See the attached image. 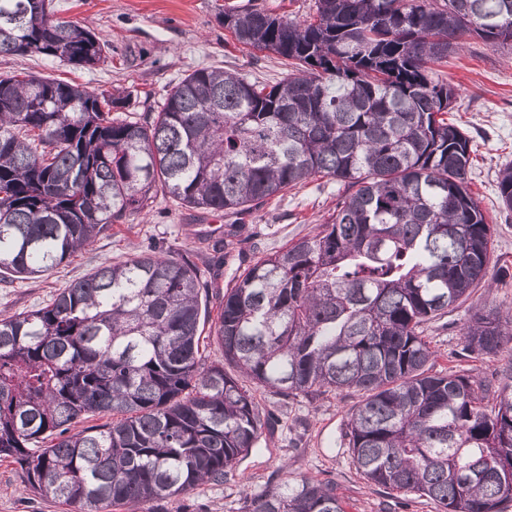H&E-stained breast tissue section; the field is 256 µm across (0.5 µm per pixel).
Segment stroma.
I'll return each instance as SVG.
<instances>
[{
	"label": "stroma",
	"mask_w": 512,
	"mask_h": 512,
	"mask_svg": "<svg viewBox=\"0 0 512 512\" xmlns=\"http://www.w3.org/2000/svg\"><path fill=\"white\" fill-rule=\"evenodd\" d=\"M253 3L274 15L301 19L312 11L314 0H55L59 16L89 27L110 45L108 59L87 69L40 57H0V74L25 69L96 93L124 88L132 91L139 112L156 108L175 83L200 67L235 69L251 79L275 81L286 73L277 56L234 44L220 17L226 8ZM435 71L459 92L448 117L472 140L470 190L495 234L490 287L476 288L466 305L427 323L424 336L437 353L436 370L465 368L488 377L505 365V358L462 357L459 328L473 307L512 308V212L502 210L497 198L498 171L512 162V51L470 39ZM342 193L336 180L316 178L239 214L184 209L157 197L150 216L114 225L111 236L51 273L0 287V317L45 304L94 268L150 249L191 254L193 261L209 265L221 288L233 287L247 264L325 223ZM232 224L245 225L252 237L241 242L240 252L217 259L201 239L221 237ZM255 396L275 415L274 437L260 440L240 461L235 479L154 502L153 512H239L246 492L304 477L335 483L348 512H438L432 501L375 486L357 470L346 432L359 393L278 402L261 389ZM0 512L76 510L31 492L20 466L0 458Z\"/></svg>",
	"instance_id": "stroma-1"
}]
</instances>
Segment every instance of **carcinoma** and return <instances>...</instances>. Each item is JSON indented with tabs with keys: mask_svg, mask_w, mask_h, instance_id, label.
I'll use <instances>...</instances> for the list:
<instances>
[{
	"mask_svg": "<svg viewBox=\"0 0 512 512\" xmlns=\"http://www.w3.org/2000/svg\"><path fill=\"white\" fill-rule=\"evenodd\" d=\"M224 28L286 77L202 67L137 118L112 115L128 94L0 75V282L45 275L160 194L242 213L318 176L344 195L224 291L188 256L152 250L1 317L0 457L78 512H151L235 478L273 436L242 376L283 399L362 393L349 448L367 481L439 512H507L512 314L475 308L460 328L463 356L511 357L492 379L433 371L421 326L486 281L493 235L468 189L470 139L448 121L457 89L434 66L467 34L511 48L512 0H315L302 21L250 6ZM106 49L54 0H0V56L88 68ZM497 188L511 212L512 162ZM208 341L221 359L206 362ZM100 414L112 421L78 427ZM240 512L347 510L334 483L304 477L245 495Z\"/></svg>",
	"mask_w": 512,
	"mask_h": 512,
	"instance_id": "cac0c4a2",
	"label": "carcinoma"
}]
</instances>
